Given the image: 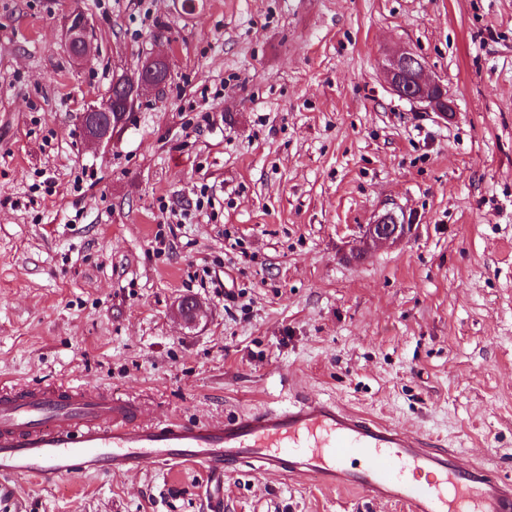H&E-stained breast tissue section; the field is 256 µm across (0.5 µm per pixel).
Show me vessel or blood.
Returning a JSON list of instances; mask_svg holds the SVG:
<instances>
[{
  "label": "vessel or blood",
  "instance_id": "1",
  "mask_svg": "<svg viewBox=\"0 0 512 512\" xmlns=\"http://www.w3.org/2000/svg\"><path fill=\"white\" fill-rule=\"evenodd\" d=\"M149 462L216 476L240 465L311 475L408 512H512V479L461 465L423 437L309 395L223 421L145 426L134 406L89 388L0 394V479L130 473Z\"/></svg>",
  "mask_w": 512,
  "mask_h": 512
}]
</instances>
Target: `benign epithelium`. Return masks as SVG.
Masks as SVG:
<instances>
[{"label": "benign epithelium", "mask_w": 512, "mask_h": 512, "mask_svg": "<svg viewBox=\"0 0 512 512\" xmlns=\"http://www.w3.org/2000/svg\"><path fill=\"white\" fill-rule=\"evenodd\" d=\"M64 36L72 45L80 35L87 33L89 20L83 17L75 19V14H67L62 21ZM165 59L155 56L148 59L141 74L116 73L113 81L127 88L126 97L119 103L107 100L100 104H89L85 111L77 115V123L85 140L97 146H108L117 134L125 128L126 117L145 90H153L167 82V79L153 80L146 71L155 70ZM387 81L392 91L399 97L422 105V109L433 112L438 118L448 120L452 116L454 105L448 96L446 87L439 81L425 76V65L411 52H400L393 56L385 68ZM413 225L394 210L378 216L373 223L365 226L354 258L361 259L375 247L383 244L402 242L410 233Z\"/></svg>", "instance_id": "benign-epithelium-1"}]
</instances>
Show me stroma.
<instances>
[{
	"label": "stroma",
	"instance_id": "1",
	"mask_svg": "<svg viewBox=\"0 0 512 512\" xmlns=\"http://www.w3.org/2000/svg\"><path fill=\"white\" fill-rule=\"evenodd\" d=\"M194 2L0 0V393L99 388L144 424L308 394L512 477V0ZM400 50L449 120L390 90ZM156 54L171 81L84 142L85 102ZM389 208L412 232L353 261ZM211 485L221 512H403L151 463L13 480L0 512H213ZM89 20L86 16L83 18L76 20L75 14L69 13L67 14L62 21V28L64 32V36L68 42V45L71 46L72 44L76 45L79 49L78 54V60H83L90 52H91V45L86 37L87 30L89 29ZM80 34H83V40L84 42L79 44H76V40L80 36Z\"/></svg>",
	"mask_w": 512,
	"mask_h": 512
}]
</instances>
